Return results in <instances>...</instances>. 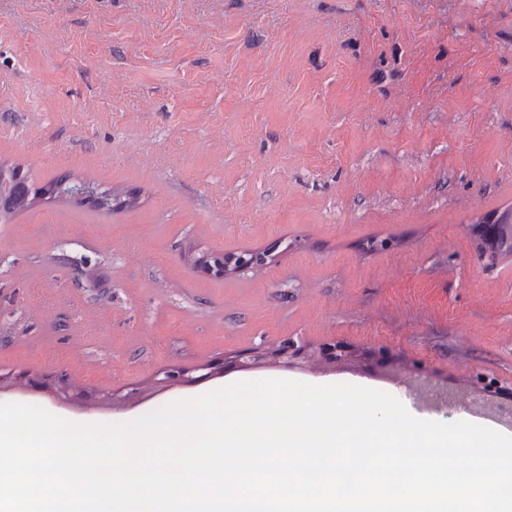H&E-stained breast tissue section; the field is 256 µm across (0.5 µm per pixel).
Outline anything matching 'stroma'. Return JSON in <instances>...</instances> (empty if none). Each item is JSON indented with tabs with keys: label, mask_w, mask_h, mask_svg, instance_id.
Segmentation results:
<instances>
[{
	"label": "stroma",
	"mask_w": 512,
	"mask_h": 512,
	"mask_svg": "<svg viewBox=\"0 0 512 512\" xmlns=\"http://www.w3.org/2000/svg\"><path fill=\"white\" fill-rule=\"evenodd\" d=\"M0 161L139 198L0 224V403L117 423L278 378L512 436L382 366L512 409V256L470 234L512 206V0H0ZM280 240L231 279L194 263ZM287 338L359 357L150 383ZM190 372V369L180 366H165L155 371L153 379L161 389L185 386L195 381V377L189 375ZM406 388L412 395L418 396L420 399L423 398L419 395L418 391H426L429 393V400H432L437 406L452 407L461 399L453 394L447 392L437 386L428 377L415 376L406 383ZM431 396H434L431 398Z\"/></svg>",
	"instance_id": "obj_1"
}]
</instances>
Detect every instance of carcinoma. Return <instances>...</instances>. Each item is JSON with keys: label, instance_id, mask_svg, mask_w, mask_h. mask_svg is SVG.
Instances as JSON below:
<instances>
[{"label": "carcinoma", "instance_id": "cac0c4a2", "mask_svg": "<svg viewBox=\"0 0 512 512\" xmlns=\"http://www.w3.org/2000/svg\"><path fill=\"white\" fill-rule=\"evenodd\" d=\"M71 176L53 179L36 187L29 175L18 166L0 164V223L32 206L38 200L68 198L72 196ZM84 185L92 197L93 208L111 211L114 208L133 209L138 198L132 193L116 192L110 188L102 191L98 186L86 181ZM487 224L494 228L495 241L499 248L512 251V207L498 211L491 217H480L474 221L472 231L479 240L486 241L489 235L477 232V228Z\"/></svg>", "mask_w": 512, "mask_h": 512}]
</instances>
